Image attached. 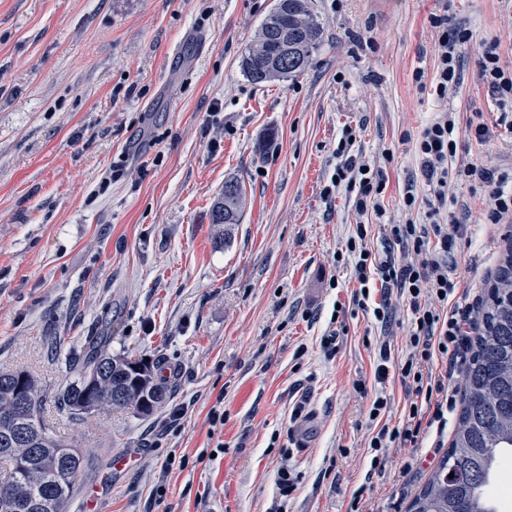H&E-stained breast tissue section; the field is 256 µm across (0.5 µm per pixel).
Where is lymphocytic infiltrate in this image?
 Instances as JSON below:
<instances>
[{
  "label": "lymphocytic infiltrate",
  "mask_w": 512,
  "mask_h": 512,
  "mask_svg": "<svg viewBox=\"0 0 512 512\" xmlns=\"http://www.w3.org/2000/svg\"><path fill=\"white\" fill-rule=\"evenodd\" d=\"M429 22L440 31L437 74L431 82H419L418 87L444 99L459 84V49L470 42L473 33L468 28L451 25L444 15H432ZM477 75L500 108L512 109V68L502 64L497 40L480 42ZM458 124V113H439L417 140V156L429 191L441 201L446 197L449 178L480 182L490 201L487 222L504 223L507 217L512 216V193H506L502 188L506 177L458 160ZM353 138L352 128H344L336 148L342 162L335 167L323 192L332 195L343 184L357 188L355 207L363 213L377 206L383 186L379 174L369 165L349 157ZM466 232V225L457 222L450 226L436 221L418 224L411 220L393 224L385 237L394 248L380 255L369 252L365 225H357L355 236L347 241L346 250L354 260L358 282L365 287L371 277H378L383 297L382 302L373 304L368 296H361L357 300L358 307L364 311L372 310L381 325H389L391 313L384 297L394 292L406 300L412 315L405 340L406 357L398 372L409 397L405 418L402 424L394 427L381 424L371 437V467L380 466L378 453L381 449L393 445L420 447L427 433L424 420H431L442 427L448 424L446 414L454 406L449 388L455 374L462 370L469 351V310L448 304V297L456 288L450 277V264L456 243ZM438 359L444 362L439 370L434 367Z\"/></svg>",
  "instance_id": "f902f5d3"
}]
</instances>
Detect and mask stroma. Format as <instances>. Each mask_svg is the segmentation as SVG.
Wrapping results in <instances>:
<instances>
[{
	"label": "stroma",
	"mask_w": 512,
	"mask_h": 512,
	"mask_svg": "<svg viewBox=\"0 0 512 512\" xmlns=\"http://www.w3.org/2000/svg\"><path fill=\"white\" fill-rule=\"evenodd\" d=\"M275 4L0 0V370L34 376L48 421L89 460L67 512L95 488L107 512H270L278 499L351 512L358 496L406 512L451 442L428 429L422 447L386 449L371 469L372 400L390 397L393 426L407 400L397 377L375 380L378 349L404 358L410 315L394 302L382 332L353 302L344 251L360 224L383 251L381 224L408 218L405 192L427 197L415 144L438 112L481 113L494 137L461 136L458 153L512 180V112L475 66L490 38L512 66V0H314L310 66L255 84L241 59ZM442 13L473 39L440 102L414 73L436 69L429 18ZM346 127L352 157L383 174V216L357 214L347 186L322 194ZM228 180L245 202L223 227L211 209ZM451 191L469 207L452 277L475 299L512 223H487L473 183ZM96 336L175 370L161 408L76 419L56 403ZM284 468L294 489L282 498Z\"/></svg>",
	"instance_id": "35a3bbf8"
}]
</instances>
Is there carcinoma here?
Returning <instances> with one entry per match:
<instances>
[{"label": "carcinoma", "instance_id": "carcinoma-1", "mask_svg": "<svg viewBox=\"0 0 512 512\" xmlns=\"http://www.w3.org/2000/svg\"><path fill=\"white\" fill-rule=\"evenodd\" d=\"M321 38L312 0H277L241 67L255 84L295 77L308 66ZM243 200L239 181L224 182L211 223H239ZM469 351L452 441L407 512H492L486 488L493 477L504 478L498 473L500 452L512 448V242L485 282ZM162 367L161 360L112 356L94 346L56 401L73 415L112 407L147 416L174 389ZM40 403L38 385L28 372H0V512H39L38 503L48 500L56 503L53 512H63L87 466L79 449L46 427Z\"/></svg>", "mask_w": 512, "mask_h": 512}]
</instances>
